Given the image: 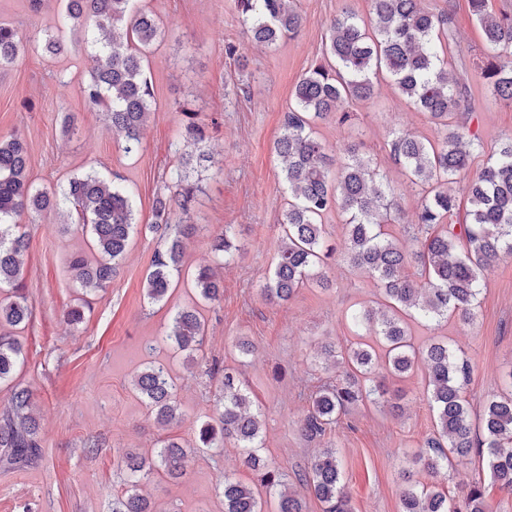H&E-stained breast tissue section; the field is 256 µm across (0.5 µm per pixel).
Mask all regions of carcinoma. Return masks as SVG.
Returning <instances> with one entry per match:
<instances>
[{"label":"carcinoma","mask_w":512,"mask_h":512,"mask_svg":"<svg viewBox=\"0 0 512 512\" xmlns=\"http://www.w3.org/2000/svg\"><path fill=\"white\" fill-rule=\"evenodd\" d=\"M63 2L64 25L80 27L93 48L88 77L81 80L84 96L91 106L108 113L124 152L135 153L154 97L143 59L163 36L162 22L152 11L135 7L134 0ZM469 2L487 48L477 67L478 78L490 95L512 102V15L492 12L488 0ZM235 3L254 43L271 46L291 38L304 22L298 0ZM449 23L447 12L425 8L422 0H371L367 20L348 11L337 14L328 29L323 57L297 82L283 132L273 144L283 164L288 202L280 221L281 246L261 296L281 305L307 284L331 286L325 265L334 248L327 245L322 219L333 208L344 217L345 263L372 279L379 290L377 306L365 307L351 319L376 336L383 354L361 342L344 352L333 344L321 346L342 373L311 395L303 431L311 439L325 435L349 406L365 399L401 415L402 407L386 398L385 375L408 374L421 357L436 430L424 440L426 451L418 460L435 474L473 454L486 458V472L478 474L459 498L450 499L435 487L419 483L404 489L401 512H486L488 480L512 496V390L486 400L481 432L474 431L465 397L470 359L462 349L441 341L417 351L408 325L413 320L439 326L453 316L465 324L474 323L489 270L500 259L512 256V138L499 143L488 154L485 166L470 174L469 160L483 151V144L455 121L462 102L460 82L441 57ZM28 46L18 28L0 23V69L12 66ZM35 46L48 55L61 52L63 30L46 32ZM383 76L414 108L427 114L437 132L432 141L396 128L387 141L389 158L403 176V184L421 194L408 221L418 242L415 251L384 232V225L399 222L400 216L394 207V189L385 182L377 163L362 156L355 144L340 159L317 135V125L323 121L351 124L357 116L354 106L375 95ZM182 115L187 140L194 146L202 143L205 134L195 121L196 113L184 109ZM27 168L23 139L1 137L0 382L10 379L25 362L21 344L8 332L30 316L21 283L27 247L19 224L22 214L63 206L76 214V223L89 230L93 258L77 252L70 257L69 269L87 293L112 281L137 233L133 199L120 184L92 171L71 177L49 193L33 185ZM170 181L174 192L156 198L154 222L149 225L165 237L145 277V294L152 302L163 300L173 277L181 274L182 238L194 229L192 224H180L171 231L173 216L189 214L195 187L182 169L172 172ZM460 183L470 209L465 222L455 224L454 185ZM234 235L232 226L226 225L214 236L211 249L217 265L234 257ZM411 266L417 267L419 276L408 273ZM192 282L201 302L215 304L224 296L223 279L209 268L198 271ZM205 339V322L194 306L177 309L162 337L175 353L199 351ZM135 388L159 425L166 428L181 421L176 378L169 364L148 362ZM31 405L30 390L17 387L10 411L0 418V449L12 465H28L39 458L38 424ZM251 405L240 379L224 371L215 416L200 426L196 448L167 438L150 459L136 452L117 457L116 465L126 471L127 480L121 493L112 497V512H156L138 491L141 480L155 471L177 480L195 450L221 452L227 443L241 449L242 465L256 474L257 483L224 475V512H269L268 502L275 496L277 512H305L301 499L282 491L287 474L264 463L260 454L263 420L260 413L250 411ZM304 482L324 505L323 512H352L336 449L328 448L311 459Z\"/></svg>","instance_id":"cac0c4a2"}]
</instances>
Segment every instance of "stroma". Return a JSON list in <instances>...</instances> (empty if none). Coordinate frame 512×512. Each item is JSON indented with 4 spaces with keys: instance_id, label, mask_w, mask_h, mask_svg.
I'll return each mask as SVG.
<instances>
[{
    "instance_id": "stroma-1",
    "label": "stroma",
    "mask_w": 512,
    "mask_h": 512,
    "mask_svg": "<svg viewBox=\"0 0 512 512\" xmlns=\"http://www.w3.org/2000/svg\"><path fill=\"white\" fill-rule=\"evenodd\" d=\"M139 4L160 16L169 31L145 63L155 101L137 153H124L106 112L85 100L80 80L90 49L72 34L60 55L30 50L0 70V137L23 138L29 178L40 189L56 190L70 177L90 171L120 175L133 194L136 222L142 226L153 221L155 198L166 193L170 169L186 157L180 108L190 104L205 130L210 158L192 159L188 166L197 190L184 268L193 272L211 264L210 241L225 225H234L240 249L222 272L223 301L200 309L206 343L189 359L170 351L160 338L174 311L194 304L192 287L178 282L168 299L156 304L145 296L158 235L133 239L117 276L90 296L84 322L71 325L65 313L81 290L67 259L85 250L88 235L64 209L21 217L29 243L22 286L32 315L16 331L25 363L12 381L0 384V415L11 407L14 386L29 388L41 456L22 467L0 459V512H111L112 496L122 490L124 479L112 467L113 456L128 450L154 454L169 436L193 446L198 426L212 415L220 392V376L209 372L214 363L241 373L264 420L261 455L269 466L287 472L306 512L323 510L301 480L311 457L323 448L338 452L354 512H400L410 479L459 496L478 472L477 457L434 476L416 461L420 444L435 428L423 366L385 380L405 409L402 418L360 402L323 437L311 440L301 431L311 394L329 376L320 347L333 343L344 349L361 339L347 314L378 301L373 281L338 262L327 270L329 289L306 285L282 305L268 304L260 295L280 246L279 222L287 198L271 147L282 132L296 83L321 58L331 20L344 8L368 17L370 0H299L303 28L273 47L249 45L235 0ZM424 4L452 16L448 67L468 89L466 126L484 144L483 153L471 160L475 172L486 152L512 137V104L494 99L476 76L485 47L469 0ZM63 13L62 0H42L37 8L31 0H0V21L34 40L60 27ZM230 44L244 48L245 65L227 56ZM357 112L358 121L350 128L320 124L321 137L337 149L358 145L360 153L377 161L396 188L403 220L411 218L419 195L403 186L399 170L386 157V143L395 124L429 137L432 124L386 79ZM411 331L416 349L445 339L466 350L472 363L467 397L473 415H481L486 398L504 390L512 378V257L489 274L475 324L453 317L441 329L415 323ZM240 339L254 344V354L238 351ZM361 340L369 344L373 338ZM154 359L169 363L178 385L183 417L167 429L155 424L134 387L137 374ZM239 458V449L230 443L220 454L196 453L180 480L158 475L143 490L158 512H222L219 485L224 475L245 482L253 478Z\"/></svg>"
}]
</instances>
